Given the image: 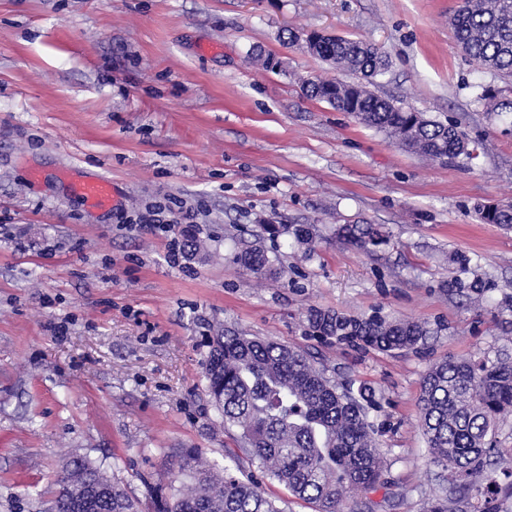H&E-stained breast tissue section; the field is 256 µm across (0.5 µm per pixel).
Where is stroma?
I'll list each match as a JSON object with an SVG mask.
<instances>
[{
  "mask_svg": "<svg viewBox=\"0 0 512 512\" xmlns=\"http://www.w3.org/2000/svg\"><path fill=\"white\" fill-rule=\"evenodd\" d=\"M456 5L0 0V512H48L75 449L143 512L183 455L224 464L236 446L202 366L220 329L304 350L337 386L369 387L380 484L345 508L427 512L441 490L420 428L424 374L512 349V229L473 213L512 199V112L480 99L493 79L453 38ZM291 29L375 44L390 62L379 95L454 117L477 158L432 161L305 98L302 79L348 75L283 44ZM94 175L116 188L108 209L71 188ZM154 201L196 217L168 232L138 223ZM269 224L309 225L312 240L271 237ZM342 224L379 225L388 242L348 246ZM189 233L202 254L183 249ZM251 246L275 273L237 264ZM462 254L498 289L457 294ZM313 309L421 321L430 334L383 353L316 331ZM238 463L280 512H317L257 461Z\"/></svg>",
  "mask_w": 512,
  "mask_h": 512,
  "instance_id": "obj_1",
  "label": "stroma"
}]
</instances>
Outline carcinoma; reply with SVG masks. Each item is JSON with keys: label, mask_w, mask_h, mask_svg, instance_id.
I'll return each mask as SVG.
<instances>
[{"label": "carcinoma", "mask_w": 512, "mask_h": 512, "mask_svg": "<svg viewBox=\"0 0 512 512\" xmlns=\"http://www.w3.org/2000/svg\"><path fill=\"white\" fill-rule=\"evenodd\" d=\"M450 27L481 72L512 84V0H460ZM307 52L358 77L307 79L301 84L307 97L351 113L432 160L462 165L474 158L472 140L457 121L428 119L369 89L388 67L376 45L318 33ZM476 211L486 224L512 228V203L481 204ZM337 237L364 251L387 242L373 224H342ZM237 261L256 275L269 270L268 257L257 248L243 250ZM449 287L482 296L497 284L475 274ZM309 321L324 335L385 352L411 348L429 334L418 321L363 319L332 310L314 309ZM204 378L224 433L267 477L317 504L319 512H343L349 499L379 484L382 452L366 419L369 398L339 390L304 352L224 330L208 343ZM419 403L430 464L448 472L444 495L430 512H491L489 497L500 483L484 476V466L497 453L494 424L512 413V356L450 357L432 364ZM237 471L185 463L169 478L168 492L155 495L154 512H280L253 476ZM78 489L91 492L86 512H141L117 479L78 454L62 465L50 512H71Z\"/></svg>", "instance_id": "1"}]
</instances>
